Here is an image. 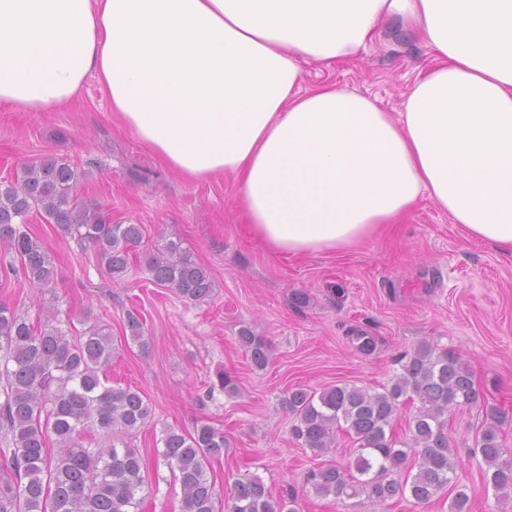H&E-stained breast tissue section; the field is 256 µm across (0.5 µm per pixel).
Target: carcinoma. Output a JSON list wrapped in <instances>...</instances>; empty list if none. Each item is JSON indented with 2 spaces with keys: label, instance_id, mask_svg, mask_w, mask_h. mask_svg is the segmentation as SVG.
<instances>
[{
  "label": "carcinoma",
  "instance_id": "obj_1",
  "mask_svg": "<svg viewBox=\"0 0 512 512\" xmlns=\"http://www.w3.org/2000/svg\"><path fill=\"white\" fill-rule=\"evenodd\" d=\"M80 174L54 157L32 161L13 181L0 184V249L19 261L26 280L40 291L54 289L57 270L44 242L31 233L25 218L33 211L63 236L87 242L104 260L112 279H122L143 243L140 224H114L110 213L88 205L76 191ZM146 266L156 284L181 298L203 301L214 289L210 270L182 254L181 243L164 236L151 247ZM78 336L56 319L33 323L0 303V349L4 350V400L0 402V512H139L136 494L144 484L149 457L129 439L153 420L152 407L140 391L106 385L112 362V335L84 317ZM131 339L148 348L143 323L127 313ZM238 341L252 365L267 367L270 346L243 327ZM418 399L412 438L391 432L399 406ZM481 392L460 358L427 341L420 342L401 371L381 391L333 385L319 391H286L280 400L294 418L292 434L302 447L324 454L336 447V434L358 444L346 468L333 462L310 469L305 487L322 497H365L369 505L410 493L427 503L445 489L455 491L450 512H468L469 497L457 483L461 460L448 439V414L476 406ZM105 443L94 445V432ZM55 436L58 454L46 452ZM157 452L180 484L181 512H216L215 490L207 475L211 462L224 455V431L203 423L191 432L167 428ZM414 449L415 474L405 470L407 449ZM487 466L486 481L497 491L512 490V461L497 428L488 426L476 441ZM292 493L274 497L258 477L234 484L228 512H294Z\"/></svg>",
  "mask_w": 512,
  "mask_h": 512
}]
</instances>
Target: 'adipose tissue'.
<instances>
[{"label": "adipose tissue", "mask_w": 512, "mask_h": 512, "mask_svg": "<svg viewBox=\"0 0 512 512\" xmlns=\"http://www.w3.org/2000/svg\"><path fill=\"white\" fill-rule=\"evenodd\" d=\"M401 15L429 50L400 112L306 64ZM168 168L232 178L274 255L356 248L429 198L512 255V0H0V105L47 112L88 76Z\"/></svg>", "instance_id": "adipose-tissue-1"}]
</instances>
